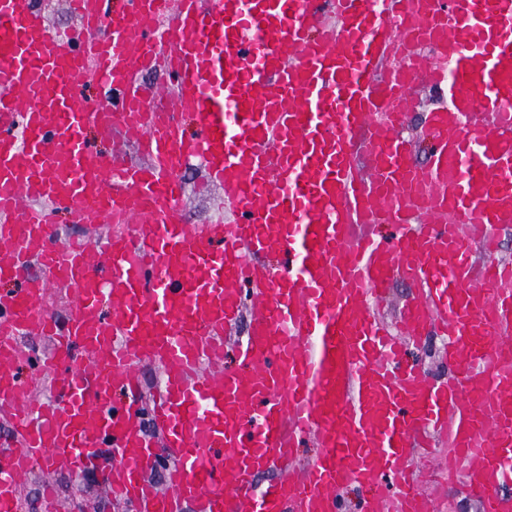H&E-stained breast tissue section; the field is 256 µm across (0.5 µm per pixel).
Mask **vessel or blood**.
<instances>
[{
  "mask_svg": "<svg viewBox=\"0 0 512 512\" xmlns=\"http://www.w3.org/2000/svg\"><path fill=\"white\" fill-rule=\"evenodd\" d=\"M68 7L66 39L42 0H0V280L23 283L0 291V512L49 458L138 512H341L350 487L359 512H440L409 468L437 447L442 479L512 512V0ZM422 82L450 107L421 160L400 130ZM91 126L143 163L94 150ZM195 160L233 223L185 219ZM55 212L107 233L61 240ZM397 277L418 293L391 327ZM54 287L68 320L43 307ZM437 332L444 379L402 344ZM144 364L162 376L146 406Z\"/></svg>",
  "mask_w": 512,
  "mask_h": 512,
  "instance_id": "vessel-or-blood-1",
  "label": "vessel or blood"
}]
</instances>
